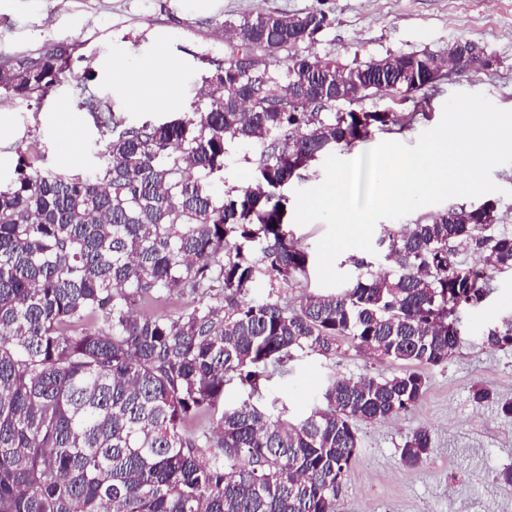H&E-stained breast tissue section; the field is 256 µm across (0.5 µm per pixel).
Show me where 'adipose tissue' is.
Segmentation results:
<instances>
[{"mask_svg":"<svg viewBox=\"0 0 512 512\" xmlns=\"http://www.w3.org/2000/svg\"><path fill=\"white\" fill-rule=\"evenodd\" d=\"M108 75L132 105L146 111L172 103L177 97L176 73L163 51L135 68L112 61Z\"/></svg>","mask_w":512,"mask_h":512,"instance_id":"1","label":"adipose tissue"}]
</instances>
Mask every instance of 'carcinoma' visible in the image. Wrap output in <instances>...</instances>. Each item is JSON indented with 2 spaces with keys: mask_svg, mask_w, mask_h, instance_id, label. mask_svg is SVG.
I'll return each instance as SVG.
<instances>
[{
  "mask_svg": "<svg viewBox=\"0 0 512 512\" xmlns=\"http://www.w3.org/2000/svg\"><path fill=\"white\" fill-rule=\"evenodd\" d=\"M224 22L243 67L224 60L204 76L194 112L127 126L89 175L41 171L20 161L0 183V512H336L355 456L356 422L390 420L426 391L418 371L329 380L324 407L285 416L264 388L298 351L333 355L348 338L364 352L417 365L448 360L460 311L482 303L495 274L512 270V235L495 233L496 205L452 207L426 222L386 228L390 270L354 262L330 293L294 302L256 282H308L310 256L289 229L282 189L316 158L350 149L371 129L410 125L396 112L336 109L298 76L353 82L357 102L407 99L425 89L431 53L401 54L398 86L375 79L385 58L343 64L299 45L328 24L323 13ZM464 70L483 67L478 44L455 41ZM66 59L26 56L4 86L43 98ZM257 148L255 176L214 198L228 145ZM485 254L480 265L459 260ZM492 349L512 348V315L483 330ZM248 388L240 403L224 386ZM207 417L211 426L189 424ZM432 451L421 428L401 460Z\"/></svg>",
  "mask_w": 512,
  "mask_h": 512,
  "instance_id": "obj_1",
  "label": "carcinoma"
}]
</instances>
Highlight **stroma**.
<instances>
[{
    "mask_svg": "<svg viewBox=\"0 0 512 512\" xmlns=\"http://www.w3.org/2000/svg\"><path fill=\"white\" fill-rule=\"evenodd\" d=\"M324 13L329 24L303 43L302 53L349 63L389 54L431 52L445 55L463 38L492 58L490 69L443 77L425 94L399 100L367 101L366 110L413 113L404 130L373 131L355 149H337L352 159L385 140L415 145L436 126L455 92L484 93L497 107L512 110V0H217L202 13L196 0H8L0 6V68L23 56L61 44L69 50L63 79L41 99L0 88V106L11 109L10 132L0 138V181L15 176L19 159L33 167L86 175L112 131L88 112V100L135 125L171 120L166 109L131 110L112 87L104 65L119 57L138 66L167 39V53L178 76L182 112L193 109L195 88L212 63L228 57L222 25L264 14ZM66 106L74 128L62 123ZM512 313V273L494 279L492 293L462 311V340L447 362L427 368V389L410 410L394 419L359 422L361 443L338 493V512H512V487L498 479L512 468V419L498 409L512 399V350L491 349L480 341L483 329ZM399 362L368 355L342 343L336 355L300 354L285 373L270 380L266 398L283 403L289 415L309 411L334 377L392 376ZM488 389L490 401L472 398ZM431 431L433 450L419 467L401 460V449L418 428Z\"/></svg>",
    "mask_w": 512,
    "mask_h": 512,
    "instance_id": "1",
    "label": "stroma"
}]
</instances>
